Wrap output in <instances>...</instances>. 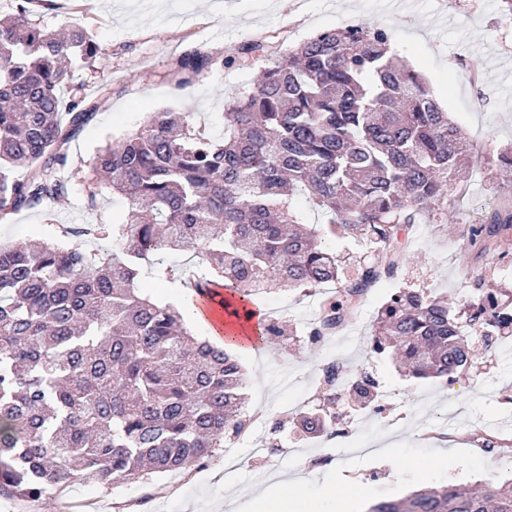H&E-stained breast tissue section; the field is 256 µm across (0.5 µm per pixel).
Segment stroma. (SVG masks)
Listing matches in <instances>:
<instances>
[{"label":"stroma","mask_w":512,"mask_h":512,"mask_svg":"<svg viewBox=\"0 0 512 512\" xmlns=\"http://www.w3.org/2000/svg\"><path fill=\"white\" fill-rule=\"evenodd\" d=\"M54 0L41 9L50 29L87 28L100 45L93 63L79 68L73 86L101 106L64 147L60 175L68 193L48 208L22 209L0 222V245L60 238V227L121 219L126 202L105 192L89 200L83 189L87 162L96 149L134 131L148 113L175 107L193 113L196 125L214 136L224 132V103L248 92L272 61L315 35L352 21L388 27L395 47L429 83L449 117L466 132L473 160L462 172L460 199L438 224L402 231L401 261L394 278L379 283L359 302L346 330L313 346L302 331L313 321L320 292L286 291L256 296L255 303L286 333L268 348L240 354L245 372V412L256 420L237 438L244 465L224 474V453L188 470L137 480L112 491L83 483L33 502L0 499V512H59L65 502L91 499L95 512H239L245 499L225 494L232 486L288 487L291 500L315 494L333 500L346 481L361 484L369 503L395 500L434 485L476 488L512 478V335L504 347L484 349L476 332L465 340L474 359L458 374V387L437 379L413 380L392 360L372 352L370 336L385 299L397 290H419L448 300L460 310L470 301L468 282L484 277L501 300L512 299V244L506 248L471 243L469 228L512 199V169L497 160V146L512 143V14L500 0ZM245 43L259 51L238 56ZM204 53L214 65L191 85L178 86L170 66L181 56ZM174 272L200 268L185 252L150 256L142 284L158 300L181 307L188 291L180 282L157 283V266ZM373 374L385 394V414L361 419L353 404L334 409L351 439H309L286 424L274 439L277 456L253 457V434L269 431L288 404L321 406V367L329 358ZM389 448V457L345 454L346 443ZM447 460H440V453ZM377 468V480L365 479Z\"/></svg>","instance_id":"35a3bbf8"}]
</instances>
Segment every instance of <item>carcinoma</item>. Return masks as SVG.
Masks as SVG:
<instances>
[{
	"label": "carcinoma",
	"mask_w": 512,
	"mask_h": 512,
	"mask_svg": "<svg viewBox=\"0 0 512 512\" xmlns=\"http://www.w3.org/2000/svg\"><path fill=\"white\" fill-rule=\"evenodd\" d=\"M20 0L0 19V220L64 197L63 147L96 103L75 93L61 105L72 67L99 45L84 28L47 30ZM212 64L192 55L175 65L186 85ZM67 110L68 121L61 112ZM224 137L167 107L98 150L87 162L90 201L102 189L128 199L125 218L66 233L106 238L116 251L46 241L0 247V498L36 500L78 480L105 490L143 472L176 473L247 432L243 368L232 351L183 327V316L141 288L142 264L162 252L210 260L194 288L217 285L221 302L248 321L258 289L339 285L321 307L313 335L330 336L352 304L395 274L402 224H435L447 189L473 147L428 83L400 58L391 30L357 22L324 32L279 56L244 95L224 107ZM24 165L25 175L11 177ZM304 192L330 231L381 250L357 277L339 282L334 253L304 225L291 200ZM512 232V209H495L471 228L497 244ZM473 302L492 309L468 322L485 349L512 332L507 310L472 282ZM385 342L413 378L454 379L471 355L448 301L399 291L381 308ZM285 334L258 326L264 347ZM367 409L377 391L367 376L349 384ZM297 427L313 437L333 421L303 407ZM368 512H512V484L478 491L443 487L370 506Z\"/></svg>",
	"instance_id": "carcinoma-1"
}]
</instances>
